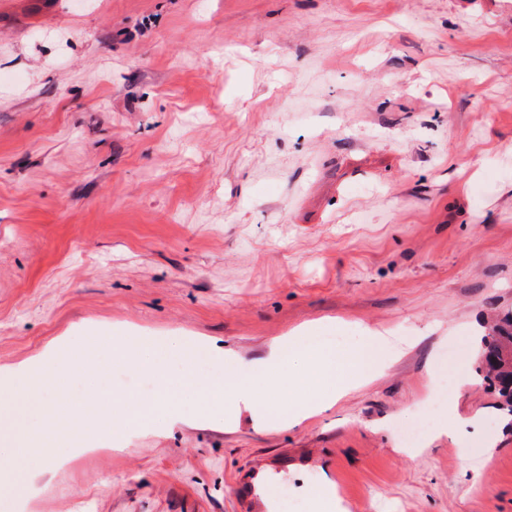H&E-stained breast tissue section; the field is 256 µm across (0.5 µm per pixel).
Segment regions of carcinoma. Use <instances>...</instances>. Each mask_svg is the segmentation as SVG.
<instances>
[{
	"label": "carcinoma",
	"mask_w": 512,
	"mask_h": 512,
	"mask_svg": "<svg viewBox=\"0 0 512 512\" xmlns=\"http://www.w3.org/2000/svg\"><path fill=\"white\" fill-rule=\"evenodd\" d=\"M478 356V371L496 394L499 416L512 428V312L486 327Z\"/></svg>",
	"instance_id": "carcinoma-1"
}]
</instances>
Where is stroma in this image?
Instances as JSON below:
<instances>
[{
	"label": "stroma",
	"mask_w": 512,
	"mask_h": 512,
	"mask_svg": "<svg viewBox=\"0 0 512 512\" xmlns=\"http://www.w3.org/2000/svg\"><path fill=\"white\" fill-rule=\"evenodd\" d=\"M508 310L512 0H0V365L57 345L77 399L154 386L130 330L232 351L204 389L299 327L326 342L289 371L383 337L382 372L292 428L146 427L0 512H259L256 470L278 512L324 480L347 512H512L475 383ZM432 407L480 424L407 455Z\"/></svg>",
	"instance_id": "stroma-1"
}]
</instances>
